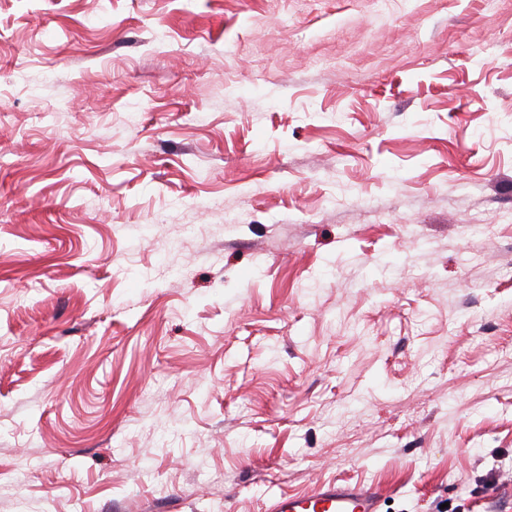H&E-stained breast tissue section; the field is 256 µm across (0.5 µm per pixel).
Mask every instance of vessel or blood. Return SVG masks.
Segmentation results:
<instances>
[{
    "label": "vessel or blood",
    "mask_w": 512,
    "mask_h": 512,
    "mask_svg": "<svg viewBox=\"0 0 512 512\" xmlns=\"http://www.w3.org/2000/svg\"><path fill=\"white\" fill-rule=\"evenodd\" d=\"M377 488L325 483L310 492L271 498L267 512H378Z\"/></svg>",
    "instance_id": "b4317fda"
}]
</instances>
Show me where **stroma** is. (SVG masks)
Here are the masks:
<instances>
[{
  "label": "stroma",
  "instance_id": "obj_1",
  "mask_svg": "<svg viewBox=\"0 0 512 512\" xmlns=\"http://www.w3.org/2000/svg\"><path fill=\"white\" fill-rule=\"evenodd\" d=\"M512 512V0H0V512ZM379 498L373 486L325 483L304 494L273 497L267 512H378Z\"/></svg>",
  "mask_w": 512,
  "mask_h": 512
}]
</instances>
